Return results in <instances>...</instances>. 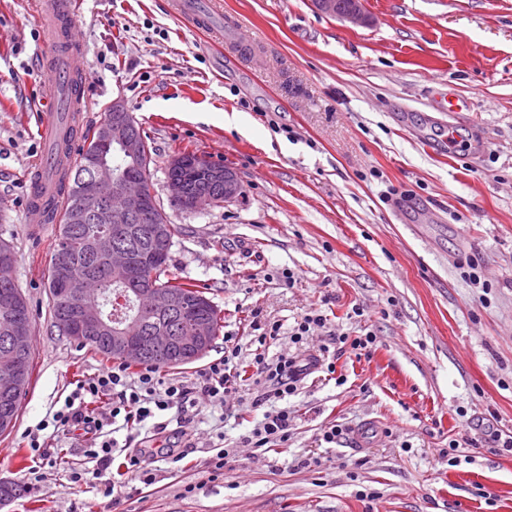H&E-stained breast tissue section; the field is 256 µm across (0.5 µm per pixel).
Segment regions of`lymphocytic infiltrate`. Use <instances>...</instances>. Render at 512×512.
<instances>
[{
	"mask_svg": "<svg viewBox=\"0 0 512 512\" xmlns=\"http://www.w3.org/2000/svg\"><path fill=\"white\" fill-rule=\"evenodd\" d=\"M255 336L250 339L254 346L251 363L257 370L256 384L265 389V400H284L293 395L309 367L321 364L318 356L309 360L287 354L275 360L265 356L267 340L275 338L279 328L274 324L255 322ZM242 348L232 344L225 346L223 357L212 361L195 382L167 381L160 378L155 368L148 367L137 376H130L128 367L118 364L104 368L89 381L80 385L69 396L61 410L54 415L57 426L84 425L92 429L99 427L101 419H122L127 424H141L153 417L155 412L172 408L185 409L193 403L196 394H203L210 401L224 403L230 394L242 389L245 379L239 370ZM101 400L98 415L91 416L82 408L85 400ZM292 414L281 407L264 412L249 438L256 448H272L285 444Z\"/></svg>",
	"mask_w": 512,
	"mask_h": 512,
	"instance_id": "f902f5d3",
	"label": "lymphocytic infiltrate"
}]
</instances>
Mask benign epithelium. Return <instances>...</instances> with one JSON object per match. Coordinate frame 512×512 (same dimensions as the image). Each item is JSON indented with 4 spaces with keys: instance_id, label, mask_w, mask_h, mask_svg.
<instances>
[{
    "instance_id": "7a95c632",
    "label": "benign epithelium",
    "mask_w": 512,
    "mask_h": 512,
    "mask_svg": "<svg viewBox=\"0 0 512 512\" xmlns=\"http://www.w3.org/2000/svg\"><path fill=\"white\" fill-rule=\"evenodd\" d=\"M317 10L324 14L339 17L353 24H364L367 17L362 0L341 10L338 0H313ZM112 119L98 126V139L104 148L117 144L122 155L139 163L149 160L145 140L133 132L135 119L125 103L120 99L112 101ZM196 171V179L205 184L223 187V195L215 196L206 189L188 195L182 183L167 180L165 185L169 207L177 210L203 212L221 204L236 201L243 194V183L231 168L222 165L199 167L191 164ZM75 204L69 215V223L83 224L90 208L100 205L96 211V223L102 225V232L96 236V245L118 280L121 288L120 301L128 300L133 306H147L158 317H168L181 313L182 296L151 286L146 270L151 265L164 262L172 247L165 225L155 224L150 228L153 248L144 258L134 256L128 249L112 241V233L131 232L133 219L144 211L148 203L155 202L157 193L140 175L120 170L112 177V166L104 154L91 159L89 174L77 181L72 188ZM112 196V205L104 206L101 201ZM15 256L9 243L0 240V284L14 285L13 270ZM65 293L73 303L71 309L62 311L55 324L58 331L70 338L95 337L112 343V352L125 361L138 363L152 352H164L172 358L188 356L201 359L210 351V337L213 325L207 318L194 322L188 336H179L174 331L162 328L146 336L136 335L140 314L122 322L112 323L102 316L100 308L101 289L96 280L74 267L65 275ZM17 292L9 291L0 296L4 317L0 319V340L7 344L0 359V401L15 404L19 390L24 388L26 377L22 371L24 357L32 343L30 327L16 321L11 314Z\"/></svg>"
}]
</instances>
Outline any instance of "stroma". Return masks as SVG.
I'll return each instance as SVG.
<instances>
[{
    "label": "stroma",
    "instance_id": "obj_1",
    "mask_svg": "<svg viewBox=\"0 0 512 512\" xmlns=\"http://www.w3.org/2000/svg\"><path fill=\"white\" fill-rule=\"evenodd\" d=\"M221 3L219 47L170 0H83L77 26L87 124L122 99L147 137L156 192L183 152L244 185L233 203L171 214L181 232L168 269L209 284L222 321L207 358L160 375L194 382L228 336L250 364L257 317L280 326L272 359L318 354L334 331L371 332L377 347L339 357L344 385L320 368L299 383L280 447L246 441L263 414L257 385L223 406L197 397L133 433L54 428L107 361L52 323L54 236L26 212L49 79L28 0H0V238L16 251L33 336L29 387L0 435V483L22 493L0 512H512V453L493 441L512 431V0H362L363 26L313 0ZM448 97L463 110L442 111ZM450 133L457 146L428 152ZM315 309L328 328L292 344ZM369 422L381 438L354 448ZM333 424L342 438L323 442ZM34 429L46 459L31 454ZM99 439L114 442L102 474L88 454ZM162 447L180 461L127 472V455Z\"/></svg>",
    "mask_w": 512,
    "mask_h": 512
}]
</instances>
